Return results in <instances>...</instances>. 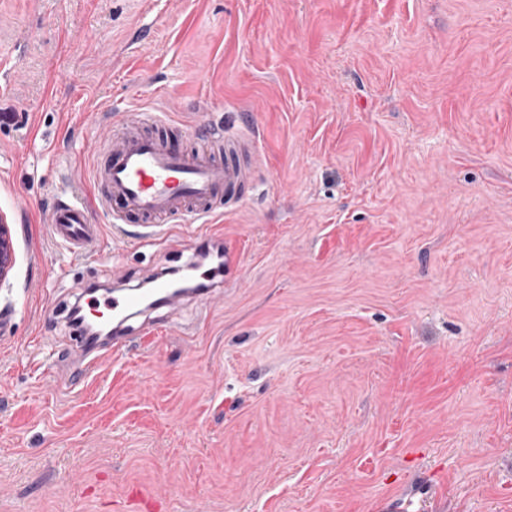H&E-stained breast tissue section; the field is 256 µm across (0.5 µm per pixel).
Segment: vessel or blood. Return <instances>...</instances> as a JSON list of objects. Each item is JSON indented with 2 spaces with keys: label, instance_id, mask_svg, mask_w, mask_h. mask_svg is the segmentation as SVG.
Masks as SVG:
<instances>
[{
  "label": "vessel or blood",
  "instance_id": "obj_1",
  "mask_svg": "<svg viewBox=\"0 0 512 512\" xmlns=\"http://www.w3.org/2000/svg\"><path fill=\"white\" fill-rule=\"evenodd\" d=\"M200 146L187 148V137ZM254 134L243 126L229 131L210 124L186 131L165 112L138 114L114 133L105 162L93 168L94 184L106 189L99 201L113 224H195L219 209L242 204L253 165L242 162ZM52 237L74 257L100 253V225L90 223L84 203L58 194L51 208ZM142 303L131 292L92 304V319L123 331Z\"/></svg>",
  "mask_w": 512,
  "mask_h": 512
}]
</instances>
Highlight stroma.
Segmentation results:
<instances>
[{"label":"stroma","mask_w":512,"mask_h":512,"mask_svg":"<svg viewBox=\"0 0 512 512\" xmlns=\"http://www.w3.org/2000/svg\"><path fill=\"white\" fill-rule=\"evenodd\" d=\"M103 109L249 124L261 162L207 219L236 265L74 383L81 290L199 252L106 223ZM3 112L0 512H512V0H0ZM51 236L74 257L99 254L102 249L101 227L90 224L84 203L58 194L51 208ZM13 263L12 230L9 224L0 220V281L3 280Z\"/></svg>","instance_id":"stroma-1"}]
</instances>
